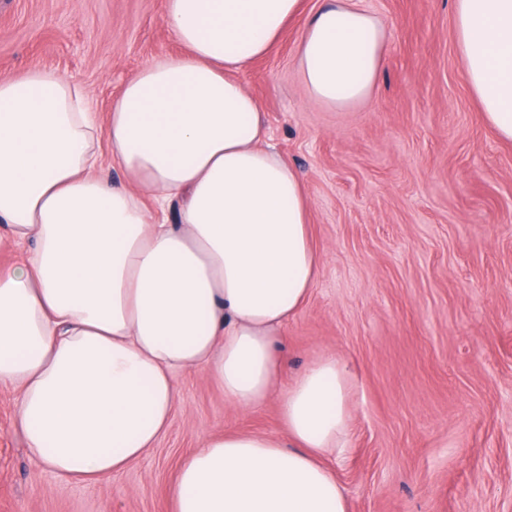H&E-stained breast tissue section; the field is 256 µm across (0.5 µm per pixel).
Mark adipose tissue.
Segmentation results:
<instances>
[{"instance_id":"obj_1","label":"adipose tissue","mask_w":512,"mask_h":512,"mask_svg":"<svg viewBox=\"0 0 512 512\" xmlns=\"http://www.w3.org/2000/svg\"><path fill=\"white\" fill-rule=\"evenodd\" d=\"M301 0H166L181 50L127 78L106 118L69 77L0 78V387L28 453L97 482L155 446L202 371L239 409L270 397L279 338L319 272L304 182L268 147L240 79ZM456 40L486 122L512 141V0H454ZM387 30L357 0H325L297 65L337 107L367 98ZM107 141L113 181L100 172ZM283 435L228 432L184 456L170 512H350L327 459L351 425L329 356L280 399Z\"/></svg>"}]
</instances>
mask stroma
<instances>
[{"label": "stroma", "instance_id": "stroma-1", "mask_svg": "<svg viewBox=\"0 0 512 512\" xmlns=\"http://www.w3.org/2000/svg\"><path fill=\"white\" fill-rule=\"evenodd\" d=\"M387 28L370 97L335 108L299 73L319 0L241 79L301 174L320 274L280 338V389L326 356L350 368L351 430L331 456L351 512H512V143L486 124L453 0H360ZM166 0H0V77L83 84L106 115L123 81L179 45ZM167 432L119 475L58 479L26 451L0 388V512H170L182 458L213 434L281 433L279 400L231 406L178 379Z\"/></svg>", "mask_w": 512, "mask_h": 512}]
</instances>
